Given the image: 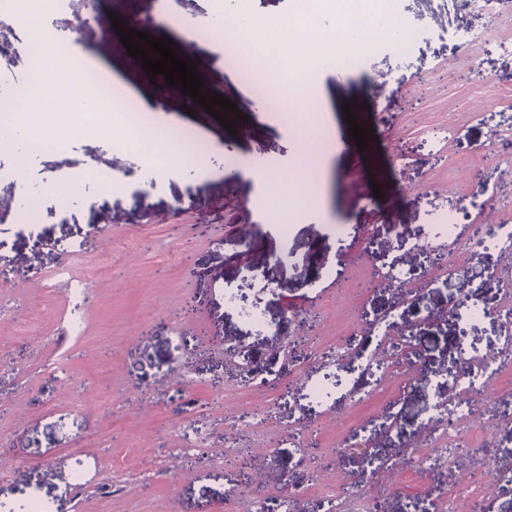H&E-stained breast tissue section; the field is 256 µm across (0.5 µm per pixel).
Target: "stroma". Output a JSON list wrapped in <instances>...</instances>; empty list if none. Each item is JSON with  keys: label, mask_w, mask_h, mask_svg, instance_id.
Listing matches in <instances>:
<instances>
[{"label": "stroma", "mask_w": 512, "mask_h": 512, "mask_svg": "<svg viewBox=\"0 0 512 512\" xmlns=\"http://www.w3.org/2000/svg\"><path fill=\"white\" fill-rule=\"evenodd\" d=\"M122 30L102 38L93 22L79 50L92 54L135 101H156L181 129L204 134L206 170L139 178L141 152L92 138L34 153L25 184L0 153V209L39 201V235L0 223V266L16 280L0 290V443L14 463L0 477V512H240L262 494L266 512H438L459 494L460 512L492 498L512 512V484L490 486L496 461L512 457V365L488 391L462 396L460 371L497 356L512 337V260L491 242L472 243L484 194L491 218L512 224V13L474 11L467 0H392L415 35L390 38L356 67L319 73L321 118L336 148L324 155V211L288 213L289 238L273 228L285 207L252 184L243 165L289 169L291 128L256 93L229 81L221 50L195 49L204 90L236 105L228 125L163 77L149 78L121 41L133 19H153L152 38L184 34L166 0H102ZM368 133L358 148L343 114ZM109 169L129 187L104 200L87 178L79 192L45 198L43 188L79 169ZM486 186H479L476 173ZM456 217L447 268L420 249L437 214ZM89 290L72 304L45 288L60 266ZM395 278L371 285L375 271ZM272 271L263 291L259 275ZM494 276L464 300L463 280ZM414 290L401 299L399 284ZM259 303L262 326L224 301L225 289ZM475 302L478 320L457 312ZM78 307L82 328L57 322ZM390 314L393 329L374 322ZM423 335L409 355L410 327ZM328 387L319 402L313 384ZM479 419L457 420L459 450L421 472L446 442L427 438L428 402ZM297 432L298 447L288 444ZM368 441L369 451L356 449ZM245 453L247 466L233 457ZM325 457L299 463V453Z\"/></svg>", "instance_id": "obj_1"}]
</instances>
